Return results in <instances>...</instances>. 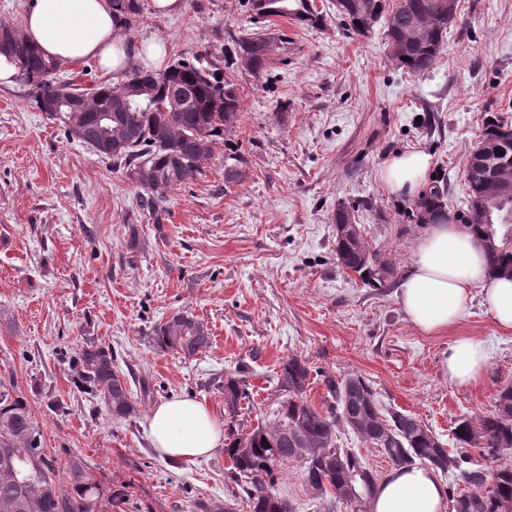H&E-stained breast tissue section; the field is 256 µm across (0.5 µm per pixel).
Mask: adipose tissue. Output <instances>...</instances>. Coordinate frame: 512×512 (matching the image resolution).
<instances>
[{"label": "adipose tissue", "mask_w": 512, "mask_h": 512, "mask_svg": "<svg viewBox=\"0 0 512 512\" xmlns=\"http://www.w3.org/2000/svg\"><path fill=\"white\" fill-rule=\"evenodd\" d=\"M23 34L45 56L64 64L93 59L121 86L137 70L158 71L168 48L157 38L137 41L123 35L112 17L110 0H33ZM430 168L421 152L394 156L382 179L395 193H413ZM415 261L399 286L398 299L409 323L426 334L448 330L480 297L503 331L512 330V279L491 275L481 242L464 225H427L415 246ZM492 350L471 336L456 337L442 359L444 376L460 387L480 386L491 365ZM150 444L164 459L190 460L210 453L223 434L218 419L197 400L176 398L147 416ZM370 512H448L440 477L414 465L394 469L378 486Z\"/></svg>", "instance_id": "obj_1"}]
</instances>
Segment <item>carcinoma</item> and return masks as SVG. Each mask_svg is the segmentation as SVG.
<instances>
[{
	"label": "carcinoma",
	"instance_id": "1",
	"mask_svg": "<svg viewBox=\"0 0 512 512\" xmlns=\"http://www.w3.org/2000/svg\"><path fill=\"white\" fill-rule=\"evenodd\" d=\"M252 16L269 22L287 18L300 25L318 26L322 16L311 0H245ZM112 12L120 27L129 29L141 14L140 0H112ZM346 26L358 36H367L366 17L385 21L386 36L396 63L414 73L430 69L441 54L448 34V0H348L337 9ZM278 45L264 38V31L236 41L232 64L248 61L246 71L258 73L271 57L289 44L280 30ZM0 56L16 70L28 87L33 108L42 110L49 96L70 86L87 95L80 132L71 129L68 115L58 117L67 136L98 150L106 131L99 115L111 103L139 90L132 111L112 120V138L123 140L126 149L110 155L112 165L125 170L138 190L139 207L156 220L167 212L164 191L197 180L209 160L213 144L239 120L240 97L232 81L224 76L221 63L205 54L180 60L159 72L137 73L120 87L98 84L86 88L70 80L63 85L46 65V58L26 40L0 41ZM178 110L172 109V101ZM468 189L465 226L480 241L487 228L482 209L490 187L497 181L512 182V139L492 147L489 154H468L464 164ZM248 179V163L230 148L224 154V182L241 184ZM447 196L437 187L415 202L417 219L437 224L447 219ZM489 269L502 273L512 267V249L485 248ZM337 264L358 274L368 286L382 285L391 271L370 253L360 230L349 226L336 235ZM207 325L192 312L178 309L157 323L149 334L150 346L162 353L192 358L210 346ZM75 387L101 397L109 414L127 419L136 414L127 383L114 367L112 348L88 338L69 364ZM311 367L291 357L276 375L277 398L268 405L263 421L245 426L241 404L250 403L244 376L224 380V406L229 416L224 433V455L230 468L224 476L235 485L250 512H294L283 497H272L290 460L304 464V483L317 497L330 503L328 512L345 504L353 512H366L377 488L373 472L351 449L338 448L336 426L353 425L352 431L379 446L393 465L427 464L437 470L433 458L443 460L446 471L455 473L465 487L448 490V512H501L512 506V386L498 391L494 408L485 414L463 417L452 430L458 448L449 450L432 431L411 415L380 414L372 386L359 375L341 381L324 376L332 398L328 407L315 408L304 399ZM497 462L495 488L491 495L479 492L485 470L475 464L469 449ZM341 455L344 465L332 460ZM130 494L127 486L112 488L99 480L95 468L81 456L71 455L62 465L44 450L43 431L26 397L13 382L0 379V512H123Z\"/></svg>",
	"mask_w": 512,
	"mask_h": 512
}]
</instances>
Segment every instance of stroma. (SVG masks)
I'll return each instance as SVG.
<instances>
[{
	"instance_id": "1",
	"label": "stroma",
	"mask_w": 512,
	"mask_h": 512,
	"mask_svg": "<svg viewBox=\"0 0 512 512\" xmlns=\"http://www.w3.org/2000/svg\"><path fill=\"white\" fill-rule=\"evenodd\" d=\"M130 38L157 37L170 59L204 53L223 59L252 26L244 0H183L158 16L151 0ZM323 26L277 19L287 48L253 74L226 69L242 112L213 147L204 174L168 191L155 221L137 189L111 159L70 140L32 108L19 81L0 84V377L27 397L47 455L80 454L115 486L127 485L128 512H197L198 500H224L223 448L169 462L146 433L150 410L174 398L205 403L227 420L226 376L247 364L256 424L274 399L283 361L305 358L306 399L326 400L323 375H359L383 416L417 417L443 442L457 420L490 411L512 385V333L473 300L448 331L427 335L407 321L397 291L424 226L415 199L381 178L395 154L429 155L424 187H443L447 212L467 210L464 161L485 117L512 122V0H459L443 51L430 69L397 65L383 25L355 35L336 0H314ZM241 149L249 177L224 181V153ZM355 217L370 252L394 271L383 286L365 285L334 256L337 205ZM143 247L130 251V234ZM192 311L211 345L183 359L152 350L151 328L175 310ZM457 336L493 349L485 381L448 383L441 360ZM92 338L110 346L138 412L112 418L104 402L78 391L69 358ZM63 404L53 411L50 400ZM304 465L290 461L277 485L295 512H325L304 485Z\"/></svg>"
}]
</instances>
